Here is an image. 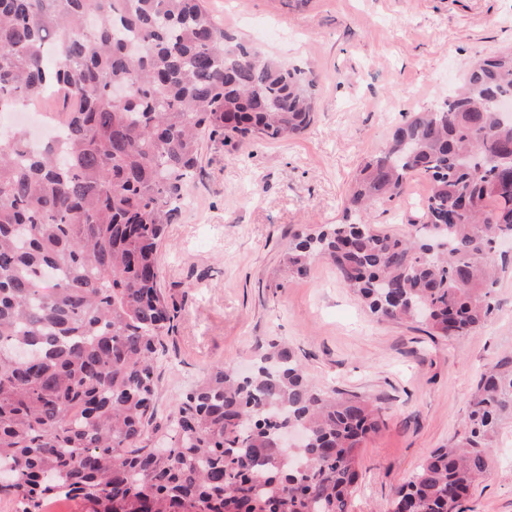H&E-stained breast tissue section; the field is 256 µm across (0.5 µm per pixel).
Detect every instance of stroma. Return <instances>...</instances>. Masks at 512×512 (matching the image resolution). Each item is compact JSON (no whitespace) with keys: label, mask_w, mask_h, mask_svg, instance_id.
<instances>
[{"label":"stroma","mask_w":512,"mask_h":512,"mask_svg":"<svg viewBox=\"0 0 512 512\" xmlns=\"http://www.w3.org/2000/svg\"><path fill=\"white\" fill-rule=\"evenodd\" d=\"M226 35L311 69V125L283 142L204 138L200 164L160 249L162 288L178 313L164 337L157 421L213 366L248 368L285 343L317 387L359 394L385 424L360 457L351 512H383L394 490L465 422L480 373L512 354V260L486 326L454 338L407 321L376 322L326 260L289 275L296 231L342 218L361 164L397 126L443 105L481 58L512 49V0H204ZM429 193L414 176L373 223L409 232ZM464 512H512V423Z\"/></svg>","instance_id":"35a3bbf8"}]
</instances>
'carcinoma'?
<instances>
[{
    "label": "carcinoma",
    "instance_id": "obj_1",
    "mask_svg": "<svg viewBox=\"0 0 512 512\" xmlns=\"http://www.w3.org/2000/svg\"><path fill=\"white\" fill-rule=\"evenodd\" d=\"M130 88L121 103L112 89ZM316 80L224 36L202 0H0V112L60 96L64 141L36 151L0 130V499L16 512H350L361 444L384 424L357 394L312 385L296 352L213 367L177 400L162 443L156 359L176 315L157 253L198 163L199 136L279 141L312 121ZM512 51L399 126L359 169L343 218L294 235L290 273L316 258L380 321L431 336L484 324L512 240ZM415 175L413 234L369 221ZM441 241L440 253L430 252ZM512 421V355L481 372L462 436L435 449L386 512H463ZM296 430L304 440L282 448Z\"/></svg>",
    "mask_w": 512,
    "mask_h": 512
}]
</instances>
